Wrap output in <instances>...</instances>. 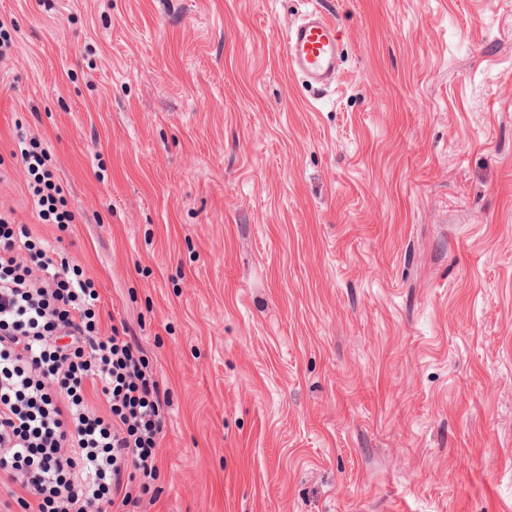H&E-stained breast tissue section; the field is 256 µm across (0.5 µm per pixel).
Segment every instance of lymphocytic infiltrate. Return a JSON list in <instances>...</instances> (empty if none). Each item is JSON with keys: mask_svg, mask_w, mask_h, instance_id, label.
<instances>
[{"mask_svg": "<svg viewBox=\"0 0 512 512\" xmlns=\"http://www.w3.org/2000/svg\"><path fill=\"white\" fill-rule=\"evenodd\" d=\"M20 154L33 212L68 229L45 153ZM99 301L80 267L0 209V512H128L135 479L157 476L167 394L128 330L102 333Z\"/></svg>", "mask_w": 512, "mask_h": 512, "instance_id": "obj_1", "label": "lymphocytic infiltrate"}]
</instances>
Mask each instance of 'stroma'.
<instances>
[{"label": "stroma", "instance_id": "stroma-1", "mask_svg": "<svg viewBox=\"0 0 512 512\" xmlns=\"http://www.w3.org/2000/svg\"><path fill=\"white\" fill-rule=\"evenodd\" d=\"M317 6L324 92L305 0H0V208L168 392L130 512H512V0ZM284 49L289 66L318 85L336 78L338 38L334 20L312 10L288 27ZM19 147L27 173L34 180L33 183L29 182L28 190L32 211L45 221L51 219L61 231L68 229L75 217L71 211L64 209L62 189L54 180L53 172L46 167L45 153L37 151L38 146L34 141L29 142V147Z\"/></svg>", "mask_w": 512, "mask_h": 512}]
</instances>
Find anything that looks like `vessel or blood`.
Segmentation results:
<instances>
[{
    "instance_id": "1",
    "label": "vessel or blood",
    "mask_w": 512,
    "mask_h": 512,
    "mask_svg": "<svg viewBox=\"0 0 512 512\" xmlns=\"http://www.w3.org/2000/svg\"><path fill=\"white\" fill-rule=\"evenodd\" d=\"M284 49L289 66L319 85L336 77L338 38L334 20L310 11L288 27Z\"/></svg>"
}]
</instances>
